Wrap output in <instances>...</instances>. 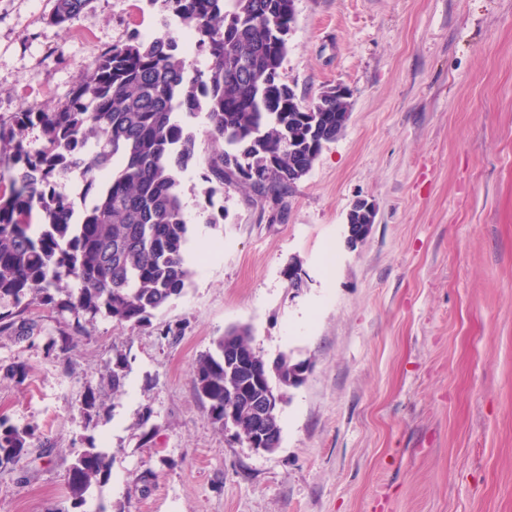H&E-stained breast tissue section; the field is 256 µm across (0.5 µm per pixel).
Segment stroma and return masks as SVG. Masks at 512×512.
I'll list each match as a JSON object with an SVG mask.
<instances>
[{"instance_id":"stroma-1","label":"stroma","mask_w":512,"mask_h":512,"mask_svg":"<svg viewBox=\"0 0 512 512\" xmlns=\"http://www.w3.org/2000/svg\"><path fill=\"white\" fill-rule=\"evenodd\" d=\"M52 7L0 0V117L62 104L88 58L166 17L91 0L64 30ZM294 8L282 76L307 101L347 88L344 130L276 204L184 171L191 282L149 322L96 317L64 362L45 346L70 313L0 335V415L42 441L0 471V512H84L67 479L89 446L112 453L106 512H512V0ZM361 198L377 222L352 248ZM236 324L265 358L311 362L271 454L231 442L194 394L193 363Z\"/></svg>"}]
</instances>
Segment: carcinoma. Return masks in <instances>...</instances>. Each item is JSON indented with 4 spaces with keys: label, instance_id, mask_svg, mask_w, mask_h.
<instances>
[{
    "label": "carcinoma",
    "instance_id": "carcinoma-1",
    "mask_svg": "<svg viewBox=\"0 0 512 512\" xmlns=\"http://www.w3.org/2000/svg\"><path fill=\"white\" fill-rule=\"evenodd\" d=\"M192 34L208 69L189 74L186 56L169 35H131L82 68L68 101L51 111L27 107L0 117V164L11 172L9 195H0V334L27 341L35 307L67 311L77 320L101 315L118 325H139L191 280L184 251L179 173L204 166L209 184L240 185L273 196L288 180L295 149L309 145L322 112L349 115L350 102L328 88L306 102L282 77L294 0H158ZM89 0H54L51 20L63 28ZM207 115V138L218 144L206 156L186 118ZM42 135L38 148L27 132ZM80 176V211L58 186ZM252 348V332L234 325L199 356L192 368L197 398L209 419L224 428V405H236V440L254 433L256 404L268 388L286 393L297 363L274 365L253 352V368L224 366V351ZM126 356L112 360V391L125 386ZM268 447L281 441L279 412H268ZM36 429L0 415V470L33 446ZM112 455L82 448L69 468L68 489L86 503L107 478Z\"/></svg>",
    "mask_w": 512,
    "mask_h": 512
}]
</instances>
